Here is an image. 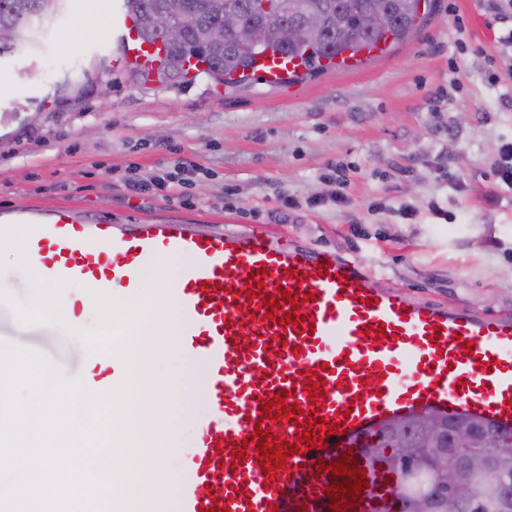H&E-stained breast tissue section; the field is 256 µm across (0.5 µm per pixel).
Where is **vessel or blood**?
Listing matches in <instances>:
<instances>
[{
	"instance_id": "1",
	"label": "vessel or blood",
	"mask_w": 512,
	"mask_h": 512,
	"mask_svg": "<svg viewBox=\"0 0 512 512\" xmlns=\"http://www.w3.org/2000/svg\"><path fill=\"white\" fill-rule=\"evenodd\" d=\"M134 28L132 16L113 12L114 62L156 75L163 46L140 42ZM255 68L278 84L303 70L300 61L269 52ZM26 220L24 250L38 258L41 279L84 291L137 297L142 269L191 257L165 293L186 320L179 345L208 379L207 411L195 420L177 512L217 505L226 512H334L330 466L346 455L368 482L353 512H373L377 495H393L396 483L368 466L361 450L388 421L436 410L512 429V320L410 300L381 289L359 264L284 234L89 221L68 206L46 220L31 211ZM299 289L310 292L309 301L296 309L283 303ZM271 298L282 302L272 312ZM293 312L299 322L286 323ZM310 372L325 381L315 402L306 389ZM280 390L286 405L300 407L297 420L261 415V402ZM317 416L340 430L326 436V448L310 450L300 446L297 427ZM260 428L297 446L271 475L255 450L234 453Z\"/></svg>"
}]
</instances>
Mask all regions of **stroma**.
<instances>
[{
	"label": "stroma",
	"mask_w": 512,
	"mask_h": 512,
	"mask_svg": "<svg viewBox=\"0 0 512 512\" xmlns=\"http://www.w3.org/2000/svg\"><path fill=\"white\" fill-rule=\"evenodd\" d=\"M80 2L39 26L37 50L0 56V220L69 206L119 224L264 229L358 260L412 300L512 319V198H491L496 149L512 139L501 104L512 18L491 24L480 0H434L386 54L293 87L141 86L117 68L85 82L112 49L107 13L80 19ZM182 158L196 172L181 195L133 189L130 176L150 180ZM442 166L461 187L443 184ZM338 192L345 206L331 203ZM0 341L43 351L69 379L97 373L62 330L23 326L2 304Z\"/></svg>",
	"instance_id": "stroma-1"
}]
</instances>
